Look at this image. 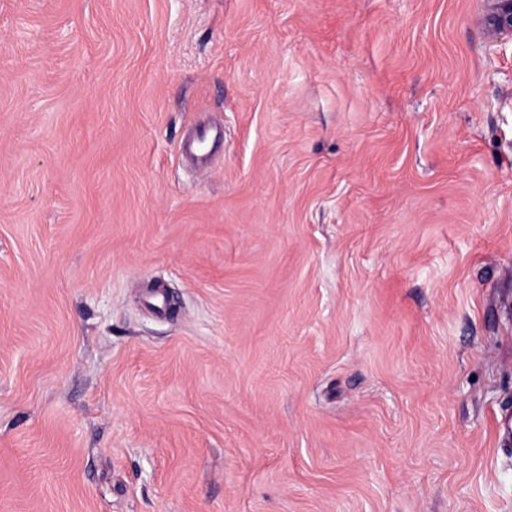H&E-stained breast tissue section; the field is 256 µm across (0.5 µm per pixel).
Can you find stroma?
Returning <instances> with one entry per match:
<instances>
[{"instance_id":"35a3bbf8","label":"stroma","mask_w":512,"mask_h":512,"mask_svg":"<svg viewBox=\"0 0 512 512\" xmlns=\"http://www.w3.org/2000/svg\"><path fill=\"white\" fill-rule=\"evenodd\" d=\"M486 10L0 0V512H512Z\"/></svg>"}]
</instances>
